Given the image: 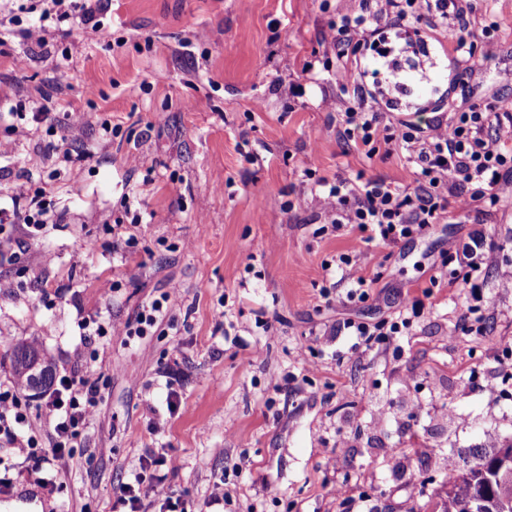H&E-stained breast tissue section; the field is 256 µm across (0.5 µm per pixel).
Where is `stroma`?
<instances>
[{
    "instance_id": "1",
    "label": "stroma",
    "mask_w": 512,
    "mask_h": 512,
    "mask_svg": "<svg viewBox=\"0 0 512 512\" xmlns=\"http://www.w3.org/2000/svg\"><path fill=\"white\" fill-rule=\"evenodd\" d=\"M102 5L107 38L57 36L40 48L21 34L38 20L32 11L0 46V82L14 88L0 101V137L15 125L32 131L0 159V199L30 171L60 215L40 240L17 230L27 273L0 264V279L22 281L0 297V383L10 379L14 344L38 336L60 374L79 372V353L98 354L105 386L50 507L114 512L119 485L158 447L178 460L165 483L189 512H422L439 501L466 449L512 437V354L503 347L512 342V291L499 287L512 279V175L496 207L452 205L420 236L365 244L329 224L303 174L308 158L319 175L353 184L409 186L416 174L385 144L370 155L336 133L327 100L339 61L369 83L387 73L376 36L342 60L323 41L345 0ZM463 6L474 32L468 59L454 52L452 28L425 21L407 37L378 21L391 47H413L386 109L392 123L424 126L512 96V0ZM489 24L498 52L486 62ZM203 30L211 40H196ZM65 56L70 65L58 70ZM33 102L47 121L27 118ZM71 120L91 150L68 166L43 146ZM105 121L114 134L103 141ZM116 224L131 228L137 248L113 245ZM478 226L496 244L483 288L492 317L481 333L461 326L462 288L430 282L449 239ZM90 239L96 250L86 249ZM344 254L374 277L368 301H348L334 275ZM106 280L116 285L108 299ZM173 285L178 295L166 298ZM416 299L424 308L407 335L355 348L346 320H390ZM156 302L166 321L143 335L80 334L97 316L123 322ZM300 347L313 373L302 372ZM218 481L226 499L213 504Z\"/></svg>"
}]
</instances>
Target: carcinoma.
<instances>
[{
  "label": "carcinoma",
  "mask_w": 512,
  "mask_h": 512,
  "mask_svg": "<svg viewBox=\"0 0 512 512\" xmlns=\"http://www.w3.org/2000/svg\"><path fill=\"white\" fill-rule=\"evenodd\" d=\"M12 377L26 392H42L50 388L55 378V366L37 336H30L12 349ZM472 465L448 476L444 496L434 512H467L466 506L485 502L487 512H498L505 502H512V477L500 474L493 481L487 475L494 463L511 457L512 440L470 448Z\"/></svg>",
  "instance_id": "obj_1"
}]
</instances>
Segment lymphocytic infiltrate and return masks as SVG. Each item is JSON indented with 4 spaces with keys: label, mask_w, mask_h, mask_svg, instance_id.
<instances>
[{
    "label": "lymphocytic infiltrate",
    "mask_w": 512,
    "mask_h": 512,
    "mask_svg": "<svg viewBox=\"0 0 512 512\" xmlns=\"http://www.w3.org/2000/svg\"><path fill=\"white\" fill-rule=\"evenodd\" d=\"M40 24L25 32L27 41L48 46L47 21L65 23V36L101 33L106 29L103 10L97 0H41ZM388 18L394 25L413 27L423 20L444 25L454 22V50L466 53L471 29L458 0H360L347 6L325 35L339 52L365 40L371 24ZM336 84L354 100L339 118L343 138L367 147L378 142L395 145L416 168V184L403 189L382 179H370L360 185L344 180L329 181L306 168L323 190V210L334 227L356 226L366 242L395 245L422 234L438 223L448 208V196L457 189L471 186V201H483L494 207L500 201L498 185L503 171H512V96L497 98L485 108H471L449 121H436L427 130L411 124L390 126L375 93L366 90L357 70L342 65L336 69ZM33 174H25L11 197V204L0 206V261L13 262L19 252L10 250L15 228L41 230L54 223L56 215L44 191L31 190ZM449 261L464 270L463 287L469 288L471 300L467 314H482L489 301L480 289L486 279L490 260L487 236L473 231L467 240H449ZM412 325L410 317L377 324L350 320L345 324L350 335L364 346L405 335ZM83 377L61 375L55 378L42 405L41 415H31L28 402L17 383L0 384V441L14 448L25 461L22 478L44 488H54L57 463L69 457L77 447L89 421L102 401L103 385L95 357L85 360ZM51 453H44V446ZM152 467L176 470L177 460L166 449L152 448L132 470L118 490L117 502L131 512H144L146 498L164 499L170 512H184L183 501L175 499L164 483H147L145 473Z\"/></svg>",
    "instance_id": "f902f5d3"
}]
</instances>
